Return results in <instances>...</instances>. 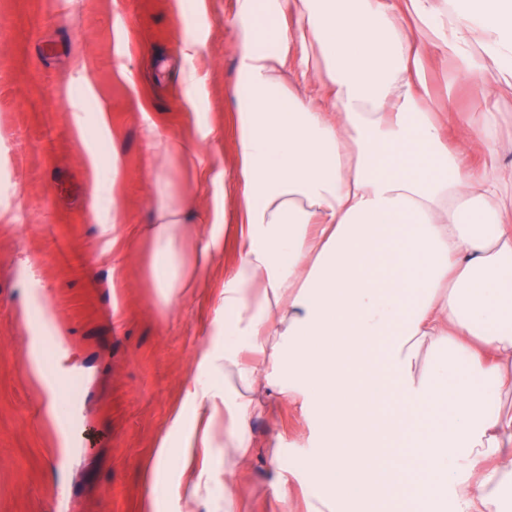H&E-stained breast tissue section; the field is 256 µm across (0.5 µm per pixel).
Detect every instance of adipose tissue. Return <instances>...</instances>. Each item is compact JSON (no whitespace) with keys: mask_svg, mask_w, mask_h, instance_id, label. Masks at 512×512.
<instances>
[{"mask_svg":"<svg viewBox=\"0 0 512 512\" xmlns=\"http://www.w3.org/2000/svg\"><path fill=\"white\" fill-rule=\"evenodd\" d=\"M240 260L234 340L200 370L155 448L250 446L262 369L305 389L322 448L313 512H512V165L492 126L425 105L428 60L491 97L512 87V0H241ZM296 67L302 90L283 85ZM156 147L149 273L164 302L201 287L223 242L168 189ZM479 152L485 162L464 165ZM264 357L257 366L242 349Z\"/></svg>","mask_w":512,"mask_h":512,"instance_id":"1","label":"adipose tissue"}]
</instances>
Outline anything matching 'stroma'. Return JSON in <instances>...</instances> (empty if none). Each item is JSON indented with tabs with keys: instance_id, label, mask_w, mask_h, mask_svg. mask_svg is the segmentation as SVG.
I'll return each mask as SVG.
<instances>
[{
	"instance_id": "35a3bbf8",
	"label": "stroma",
	"mask_w": 512,
	"mask_h": 512,
	"mask_svg": "<svg viewBox=\"0 0 512 512\" xmlns=\"http://www.w3.org/2000/svg\"><path fill=\"white\" fill-rule=\"evenodd\" d=\"M244 28L238 0H0V512H140L155 441L185 400L196 349L231 336L222 292L239 260ZM187 40L198 45L190 59ZM455 74L451 60L429 68L433 97L451 99L454 119L491 118L498 158L512 163V88L489 107ZM151 125L182 145L167 165L172 191L224 227L205 286L169 307L148 275ZM115 205L124 222L109 230L95 215ZM47 310L53 339L33 346ZM37 353L63 379L66 430L31 374ZM287 386L276 374L261 392L240 477L225 475L218 448L174 458L159 512H179L170 487L203 468L213 494L235 493L236 512H309L319 434Z\"/></svg>"
}]
</instances>
